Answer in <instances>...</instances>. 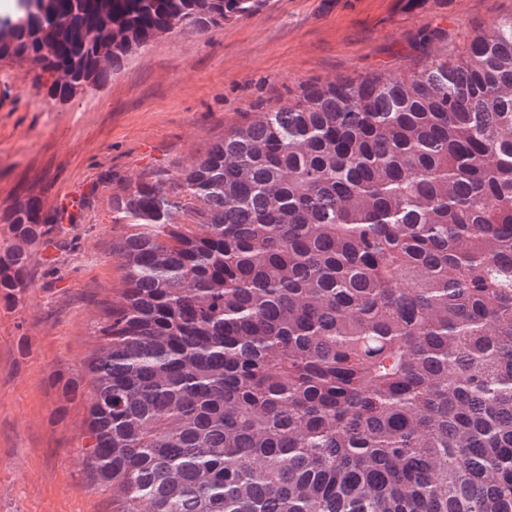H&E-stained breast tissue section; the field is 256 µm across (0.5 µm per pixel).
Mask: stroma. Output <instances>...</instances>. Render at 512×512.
Segmentation results:
<instances>
[{
    "label": "stroma",
    "mask_w": 512,
    "mask_h": 512,
    "mask_svg": "<svg viewBox=\"0 0 512 512\" xmlns=\"http://www.w3.org/2000/svg\"><path fill=\"white\" fill-rule=\"evenodd\" d=\"M512 0H272L208 34H162L96 92L61 102L35 65L0 60V211L25 190L69 218L35 252L32 286L0 300V512H114L82 464L84 378L101 303L119 300L117 243L130 226L112 199L140 181L180 194L181 170L244 113L302 86L420 64V38L455 51Z\"/></svg>",
    "instance_id": "obj_1"
}]
</instances>
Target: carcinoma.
Here are the masks:
<instances>
[{
    "label": "carcinoma",
    "instance_id": "carcinoma-1",
    "mask_svg": "<svg viewBox=\"0 0 512 512\" xmlns=\"http://www.w3.org/2000/svg\"><path fill=\"white\" fill-rule=\"evenodd\" d=\"M269 2L48 0L0 18V58L68 100ZM179 183L112 198L121 301L73 383L115 512H512V11L246 113ZM0 219L13 304L61 219L33 193Z\"/></svg>",
    "mask_w": 512,
    "mask_h": 512
}]
</instances>
